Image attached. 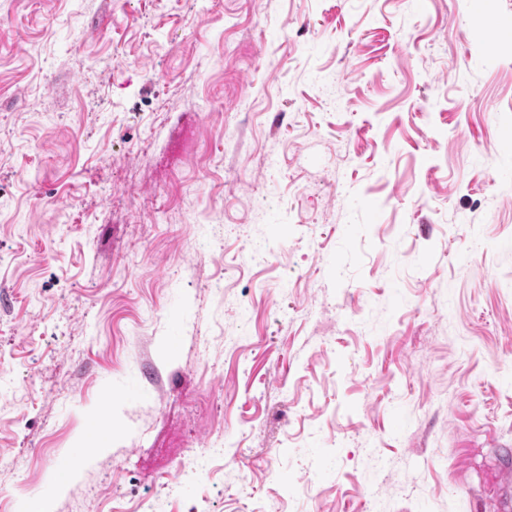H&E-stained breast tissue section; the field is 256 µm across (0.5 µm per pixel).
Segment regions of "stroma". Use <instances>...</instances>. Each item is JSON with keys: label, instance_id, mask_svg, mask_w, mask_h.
Listing matches in <instances>:
<instances>
[{"label": "stroma", "instance_id": "1", "mask_svg": "<svg viewBox=\"0 0 512 512\" xmlns=\"http://www.w3.org/2000/svg\"><path fill=\"white\" fill-rule=\"evenodd\" d=\"M0 20V512H503L512 0Z\"/></svg>", "mask_w": 512, "mask_h": 512}]
</instances>
